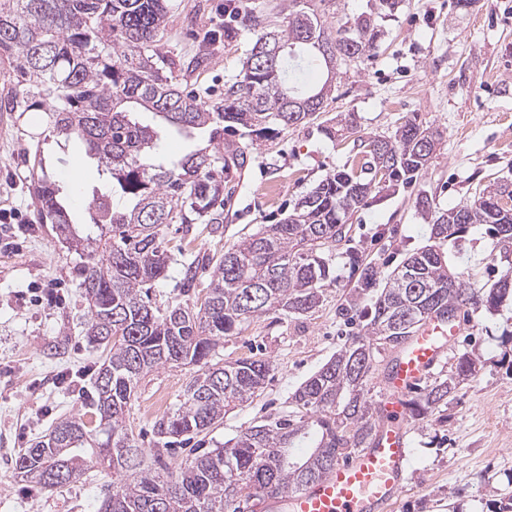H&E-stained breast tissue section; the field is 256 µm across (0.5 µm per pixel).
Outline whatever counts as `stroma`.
I'll return each instance as SVG.
<instances>
[{"mask_svg": "<svg viewBox=\"0 0 512 512\" xmlns=\"http://www.w3.org/2000/svg\"><path fill=\"white\" fill-rule=\"evenodd\" d=\"M227 1L173 0L157 44L173 63V83L211 106L239 77L255 37L226 12ZM456 2L401 0L380 21L376 54L337 64L334 90L318 119L265 138L241 127L225 131L226 142L247 147L249 163L224 184L223 223L163 226L173 260L151 290L153 303H202L224 249L278 223L344 168L354 154L352 139L333 141L320 130L322 121L338 115L354 113L366 137L393 136L408 118L439 134L412 184L372 193L347 222L350 245L380 275L429 244L431 217L420 199L447 210L512 183V0H478L467 10ZM228 27L238 35L225 37ZM203 48L207 62L195 66ZM39 167L61 186L83 232H92L89 190L101 182L95 162L78 143L57 141L44 113L0 106V212L7 216L0 222V512H98L110 472L92 469L53 492L13 474L21 449L47 435L59 417L85 412L91 377L105 358L82 333L88 304L79 288L80 257L40 218L31 186ZM346 248H330V274L312 312L272 311L217 341L212 359L220 364L246 356L270 363L257 395L165 454L156 426L177 406L195 369H154L140 380L126 412L136 444L175 471L193 449L223 447L248 427L288 414L295 390L365 326L358 311L372 298L352 296L359 272ZM443 249L449 265L475 287L512 275V243L499 244L487 225H471ZM465 321L456 351L471 354L477 371L460 382L441 416L412 424L411 465L392 512H504L512 498V296Z\"/></svg>", "mask_w": 512, "mask_h": 512, "instance_id": "1", "label": "stroma"}]
</instances>
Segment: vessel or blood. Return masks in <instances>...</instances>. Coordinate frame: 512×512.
<instances>
[{"instance_id": "b4317fda", "label": "vessel or blood", "mask_w": 512, "mask_h": 512, "mask_svg": "<svg viewBox=\"0 0 512 512\" xmlns=\"http://www.w3.org/2000/svg\"><path fill=\"white\" fill-rule=\"evenodd\" d=\"M457 319L428 317L398 353L380 392L381 420L369 448L292 494L266 496L264 512H389L409 465V395L459 342Z\"/></svg>"}]
</instances>
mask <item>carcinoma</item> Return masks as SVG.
<instances>
[{
  "mask_svg": "<svg viewBox=\"0 0 512 512\" xmlns=\"http://www.w3.org/2000/svg\"><path fill=\"white\" fill-rule=\"evenodd\" d=\"M171 0H0V50L17 56L27 77L26 112H43L50 131L76 139L96 161L102 183L92 188L90 221L99 231L82 235L62 200V189L34 182L42 219L56 225L72 247L103 258L80 268L88 304L84 337L102 346L90 398L95 425L66 417L34 446L19 452L15 475L53 491L81 479L93 463L112 471V489L98 512H226L254 495L293 493L326 476L369 446L379 424L368 397L375 353L399 349L433 313L492 308L512 294L505 275L489 289L476 288L452 270L442 250L470 224H488L493 236L512 243V191L434 212L435 244L409 254L360 315L367 334L354 336L292 395L297 415L251 426L222 448L206 451L173 472L161 455L148 461L125 422L140 379L158 366L195 365L197 374L178 407L158 423V435L177 439L201 433L229 410L255 396L271 371L269 362L243 358L230 365L208 361L217 340L238 334L243 323L272 310L302 314L321 302L329 277L325 248L347 238L348 216L367 203L378 180L407 184L436 151V135L406 121L371 148L358 137L362 161L326 177L277 224L224 250L205 301L160 309L150 300L172 257L162 246L165 224L224 223V179L247 163L244 147H225L224 127L258 134L308 122L323 109L341 60L371 56L379 47L372 15L324 26L303 0H289L285 28L261 30L247 50L242 75L224 86V104L209 109L171 84V62L156 50ZM281 49L278 57L269 53ZM326 72L320 85L287 79L288 65ZM148 113L158 119H142ZM357 130L349 113L322 132L331 140ZM206 134L207 145L178 158L164 153L166 138ZM123 205L117 206L114 197ZM354 285L365 294L377 271L363 266ZM475 364L466 353L455 371L425 382L410 401L413 419H429ZM315 433V448L293 453L296 439Z\"/></svg>",
  "mask_w": 512,
  "mask_h": 512,
  "instance_id": "cac0c4a2",
  "label": "carcinoma"
}]
</instances>
